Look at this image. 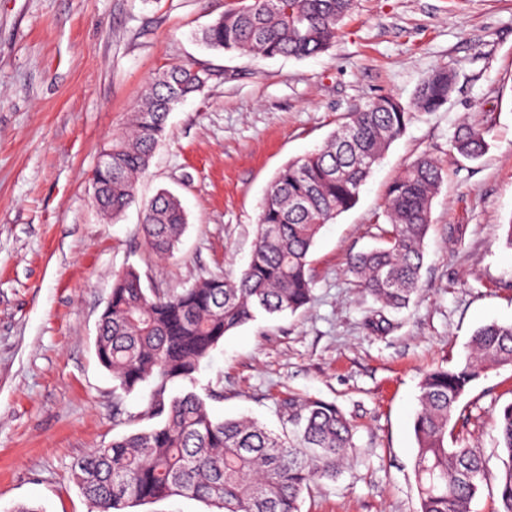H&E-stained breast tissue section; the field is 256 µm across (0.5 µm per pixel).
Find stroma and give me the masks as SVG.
I'll use <instances>...</instances> for the list:
<instances>
[{
  "instance_id": "obj_1",
  "label": "stroma",
  "mask_w": 512,
  "mask_h": 512,
  "mask_svg": "<svg viewBox=\"0 0 512 512\" xmlns=\"http://www.w3.org/2000/svg\"><path fill=\"white\" fill-rule=\"evenodd\" d=\"M237 0H0V512H91L72 471L112 438L153 427L147 388L113 416L112 375L95 337L112 274L134 266L145 287L179 293L211 275L239 277L260 202L276 173L321 147L347 113L392 97L411 108L438 68L455 90L413 111L362 186L325 224L310 256L313 299L224 339L199 375L221 390L218 418L280 430L285 393L336 404L357 427L353 460L313 487L302 512H414L413 420L419 382L464 361L475 330L512 324V0H356L334 45L301 60L217 53L196 33ZM218 73L170 113L135 201L115 220L91 200L104 148L142 91L171 65ZM493 125L488 151L455 159L465 122ZM446 176L432 206L420 288L409 307L377 308L350 255L379 246L386 189L418 155ZM177 194L188 226L173 256L149 258L142 209ZM512 403V368L475 381L450 427L491 472L495 416Z\"/></svg>"
}]
</instances>
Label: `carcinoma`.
Listing matches in <instances>:
<instances>
[{
  "label": "carcinoma",
  "instance_id": "1",
  "mask_svg": "<svg viewBox=\"0 0 512 512\" xmlns=\"http://www.w3.org/2000/svg\"><path fill=\"white\" fill-rule=\"evenodd\" d=\"M353 6L354 0H241L200 39L222 53L309 57L330 49ZM213 76L211 69L175 64L147 85L129 132L108 149L111 165L94 170L92 199L101 212L115 218L129 206L169 112ZM454 86L453 73L433 71L416 90L415 108L438 111ZM409 120L397 100L379 98L349 113L321 148L284 167L266 191L252 257L238 279L211 276L170 294L143 287L133 267L114 273L96 356L115 382V415L123 413V395L146 384L145 415L158 423L115 438L78 463L72 479L94 512H128L175 497L201 501L213 512H301L304 494L336 480L356 445L354 425L335 404L285 394L278 402L284 428L275 433L252 420L215 417L208 400L218 393L205 399L193 391L175 395L172 387L193 382L233 330L262 313H295L311 303L309 257L322 227L355 206L361 186ZM490 130L488 124H466L450 150L476 160L488 147ZM443 177L431 155L413 160L388 187L381 245L349 258L350 272L382 310L404 308L417 294L431 207ZM142 223L149 255H173L186 224L180 200L157 194L145 206ZM506 367H512V324L493 322L476 330L464 362L422 377L413 421L415 512H474L481 485L491 479L499 483L495 512H512V404L496 417L504 452L498 474L474 449L448 443V426L473 382Z\"/></svg>",
  "mask_w": 512,
  "mask_h": 512
}]
</instances>
